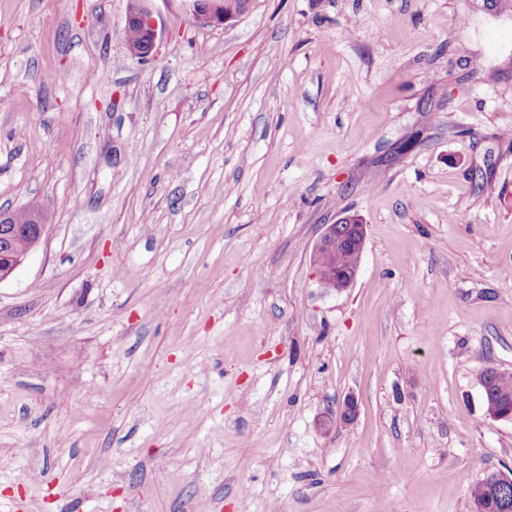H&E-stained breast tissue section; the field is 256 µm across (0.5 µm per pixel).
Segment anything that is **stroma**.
<instances>
[{
	"label": "stroma",
	"mask_w": 512,
	"mask_h": 512,
	"mask_svg": "<svg viewBox=\"0 0 512 512\" xmlns=\"http://www.w3.org/2000/svg\"><path fill=\"white\" fill-rule=\"evenodd\" d=\"M127 8L0 0V209L46 216L0 281V512H473L512 469V0H153L145 63ZM183 2H185L188 12L194 22L203 26L223 25L242 15L233 8L227 9L224 6V1H220L221 4L209 2L201 4L200 2L196 3L192 1ZM347 231L354 245L359 249L361 254L364 240L365 228L358 219L352 216H342L336 220L334 224H327L324 233L316 243L313 254L327 255L331 257L332 261H316L312 258L313 265L319 281L325 288H332L334 290H344L351 286L356 274L357 268L349 271H342L339 269H347L355 267L359 262V254L356 249L350 247L346 242L343 243L339 255V266L336 263V247L338 242L337 233ZM312 254V255H313ZM485 400L491 401L501 409L512 410V376L499 375L486 371L483 379ZM488 411L495 419L512 421V411Z\"/></svg>",
	"instance_id": "1"
}]
</instances>
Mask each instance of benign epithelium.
Instances as JSON below:
<instances>
[{
	"instance_id": "benign-epithelium-1",
	"label": "benign epithelium",
	"mask_w": 512,
	"mask_h": 512,
	"mask_svg": "<svg viewBox=\"0 0 512 512\" xmlns=\"http://www.w3.org/2000/svg\"><path fill=\"white\" fill-rule=\"evenodd\" d=\"M152 0H129L125 27L140 29L137 39L124 40L126 55L134 60H149L156 47L157 25L154 12L150 6ZM189 14L195 23L203 26L223 25L235 20L240 13L228 9L224 4L191 2L187 4ZM33 224H17L10 232L8 241L0 245V281L8 278L23 262L28 253L40 242L45 231L43 212L32 209ZM345 231L358 249H363L365 228L358 219L342 216L333 224L326 225L324 233L316 243L313 254L327 255L333 261H313L316 274L326 288L344 290L353 283L357 270L342 271L336 261L337 233Z\"/></svg>"
}]
</instances>
